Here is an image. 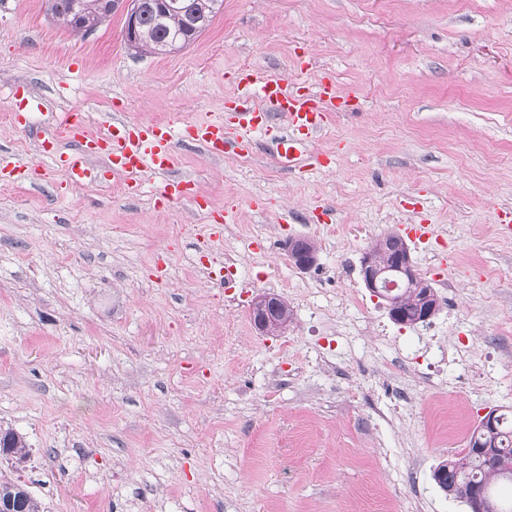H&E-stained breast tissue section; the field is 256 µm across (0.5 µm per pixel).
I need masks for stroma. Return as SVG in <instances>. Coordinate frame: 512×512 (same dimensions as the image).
Segmentation results:
<instances>
[{
    "label": "stroma",
    "instance_id": "obj_1",
    "mask_svg": "<svg viewBox=\"0 0 512 512\" xmlns=\"http://www.w3.org/2000/svg\"><path fill=\"white\" fill-rule=\"evenodd\" d=\"M116 14L89 35L42 0H0V455L46 512H468L432 478L462 453L425 400L477 425L512 410V0H224L187 48L142 55ZM246 66L316 87L333 112L291 168L270 136L221 158L178 141L193 201L129 193L107 158L66 190L41 144L54 117L108 114L181 127L225 111ZM23 88L24 107L13 93ZM410 240L438 293L428 325H400L365 288L372 240ZM309 237L319 260H288ZM234 263L229 286L206 269ZM294 318L258 335L250 304ZM310 241V238L295 239L285 245L287 255L300 270L309 269L318 262V248L311 246ZM282 305L288 303L277 295H264L258 297L251 308V318L255 328L263 335L280 333L288 324L278 325L277 321L290 320L291 309L278 311ZM277 312L276 320L270 318V312ZM0 452L3 455H9L16 460H24L29 455V448L23 436L17 434L11 429L2 430L0 428Z\"/></svg>",
    "mask_w": 512,
    "mask_h": 512
}]
</instances>
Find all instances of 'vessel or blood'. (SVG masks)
I'll return each instance as SVG.
<instances>
[{
  "label": "vessel or blood",
  "mask_w": 512,
  "mask_h": 512,
  "mask_svg": "<svg viewBox=\"0 0 512 512\" xmlns=\"http://www.w3.org/2000/svg\"><path fill=\"white\" fill-rule=\"evenodd\" d=\"M238 95L235 104L245 116L235 130H228L221 121H203L185 131V138L199 142L216 156L229 153L245 154L252 150V135L266 127L269 112L280 113L289 128L297 130V137H280L275 141L278 157L288 163L299 161L306 151L303 132L323 127L329 112L335 111L338 95L336 85L321 80L315 91L293 89L286 78L264 75L248 69L235 76ZM59 139L77 143L74 153L55 152L52 144H45L57 170L63 175L64 185L95 180L89 167V155L101 153L108 157L112 171L129 176L131 189H139L137 180L145 170L167 171L177 164L176 132L154 123H125L111 125L107 134L86 132L78 113L67 112L56 120Z\"/></svg>",
  "instance_id": "obj_1"
}]
</instances>
